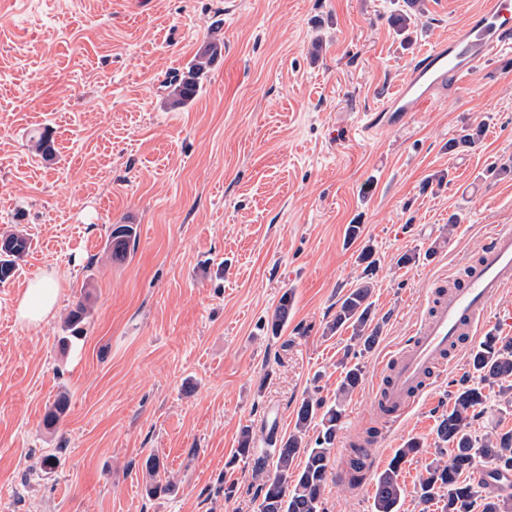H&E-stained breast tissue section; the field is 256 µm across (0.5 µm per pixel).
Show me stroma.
<instances>
[{"mask_svg":"<svg viewBox=\"0 0 512 512\" xmlns=\"http://www.w3.org/2000/svg\"><path fill=\"white\" fill-rule=\"evenodd\" d=\"M482 2L0 0V232L31 242L0 284V512H259L254 461L234 456L242 427L263 448L278 413L288 437L302 400L333 402L357 362L336 470L355 436L373 428L380 442L360 486L329 482L325 512H373L378 472L413 438L425 449L402 466L400 512H441L416 491L472 375L468 349L393 430L370 397L433 281L475 257L491 225L512 224V61L485 64L403 128L344 131ZM210 41L222 54L199 95L171 107L169 79ZM477 125L478 143L449 149ZM43 131L49 155L35 147ZM116 224L136 230L122 261L105 253ZM367 244L379 334L363 353L351 329L327 327ZM51 271L55 315L20 323L19 295ZM80 303L83 333L61 347ZM48 453L58 464L44 471ZM152 457L173 483L154 496Z\"/></svg>","mask_w":512,"mask_h":512,"instance_id":"1","label":"stroma"}]
</instances>
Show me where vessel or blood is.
<instances>
[{
	"label": "vessel or blood",
	"mask_w": 512,
	"mask_h": 512,
	"mask_svg": "<svg viewBox=\"0 0 512 512\" xmlns=\"http://www.w3.org/2000/svg\"><path fill=\"white\" fill-rule=\"evenodd\" d=\"M511 51L512 0H486L448 41L416 56L397 89L361 118L355 132L405 125L411 113L439 106L488 61ZM511 289L512 224H500L464 280L435 282L412 339L384 359L386 378L371 399L372 407L385 408L393 423L415 408L452 352L480 334L490 303Z\"/></svg>",
	"instance_id": "obj_1"
}]
</instances>
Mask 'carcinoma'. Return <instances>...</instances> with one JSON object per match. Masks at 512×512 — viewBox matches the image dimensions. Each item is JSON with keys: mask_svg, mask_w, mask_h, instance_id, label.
<instances>
[{"mask_svg": "<svg viewBox=\"0 0 512 512\" xmlns=\"http://www.w3.org/2000/svg\"><path fill=\"white\" fill-rule=\"evenodd\" d=\"M221 54V45L208 42L196 56L189 70L173 83L170 104L183 107L194 100L200 90V79L215 58ZM134 228L129 224H115L111 227L108 242L113 259L122 260L130 251L134 241ZM0 241L9 243L8 248L0 246V283L13 278L18 270V261L29 251V238L21 231L0 235ZM364 265L366 280L357 284L340 301L336 315L329 329L337 331L343 327L352 329L353 338L361 346V351H369L378 337V325L371 301V282L367 277L376 267L373 249L366 246L358 255ZM292 305V295L284 293L270 321L273 334L281 332L288 322V312ZM85 306L79 304L70 311L65 321L70 335L63 337V344L71 341L84 320ZM472 370L484 382L493 379L499 382L498 397L507 407L512 406V341L500 339L493 333L479 343L471 352ZM362 366L355 363L348 367L341 378L336 401L327 405L312 396L304 399L296 413V432L280 443L275 454L276 462L267 468L266 458L255 456L252 433L245 428L241 432L237 455L242 458L255 457V472L262 475L260 512H324L323 496L330 477V459L336 436L345 413L344 402L361 385ZM485 399L483 387L466 386L456 393L448 413L441 416L436 428L435 447L451 450L447 461L434 459L420 477L418 499L427 506L433 500L444 502L445 512H475L478 494L472 484L462 479V475L473 470L478 461L488 460L494 465L497 474L508 479L512 475V430H498L492 427L479 437L471 432V421L477 407ZM320 419V431L315 446L304 442L306 432L315 419ZM422 452V444L409 441L398 449L387 468L379 474L375 482L374 512H398L403 496L400 482L401 466L408 458ZM346 479L356 484L362 479L360 460L361 449H352ZM303 457L299 466L295 459ZM480 512H512V495L489 494L482 499Z\"/></svg>", "mask_w": 512, "mask_h": 512, "instance_id": "obj_1", "label": "carcinoma"}]
</instances>
